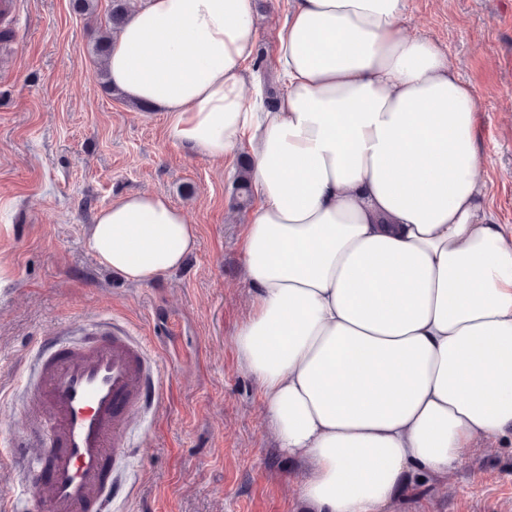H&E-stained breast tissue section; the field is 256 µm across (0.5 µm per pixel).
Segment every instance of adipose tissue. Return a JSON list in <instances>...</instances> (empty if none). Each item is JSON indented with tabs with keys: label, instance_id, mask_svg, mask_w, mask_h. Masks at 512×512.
Segmentation results:
<instances>
[{
	"label": "adipose tissue",
	"instance_id": "1",
	"mask_svg": "<svg viewBox=\"0 0 512 512\" xmlns=\"http://www.w3.org/2000/svg\"><path fill=\"white\" fill-rule=\"evenodd\" d=\"M407 9L292 0L269 109L248 82L251 0H140L105 63L174 143L214 160L249 148L235 346L307 512H386L512 432V228L485 207L473 91L405 31ZM196 238L168 197L132 193L85 243L145 283Z\"/></svg>",
	"mask_w": 512,
	"mask_h": 512
}]
</instances>
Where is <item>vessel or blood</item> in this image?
Here are the masks:
<instances>
[{
  "mask_svg": "<svg viewBox=\"0 0 512 512\" xmlns=\"http://www.w3.org/2000/svg\"><path fill=\"white\" fill-rule=\"evenodd\" d=\"M22 388L28 499L42 512H111L124 492L113 459L128 447L132 422L164 395L146 342L109 322L83 323L77 335L38 346Z\"/></svg>",
  "mask_w": 512,
  "mask_h": 512,
  "instance_id": "1",
  "label": "vessel or blood"
}]
</instances>
